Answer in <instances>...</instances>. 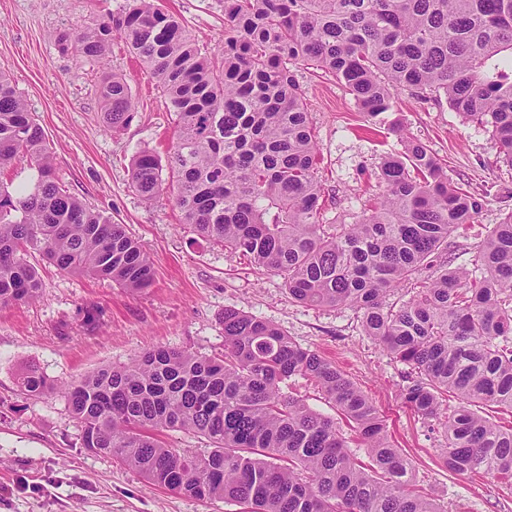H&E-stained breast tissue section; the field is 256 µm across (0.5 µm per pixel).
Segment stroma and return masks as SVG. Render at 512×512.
<instances>
[{
    "mask_svg": "<svg viewBox=\"0 0 512 512\" xmlns=\"http://www.w3.org/2000/svg\"><path fill=\"white\" fill-rule=\"evenodd\" d=\"M132 0H0V70L36 113L70 192L125 225L146 250L154 271L149 288L130 292L108 281L67 275L40 256V299L0 308V512H240L221 499L173 494L116 459L81 446L80 423L61 385L104 366H121L155 347L187 348L209 357L224 353L225 309L259 317L303 347L336 363L387 423L391 442L408 458L417 489L445 512H512V485L494 477L452 474L441 450L437 421L404 405L399 394L412 377L371 337L360 315L340 306L317 309L292 300L282 279L255 269L240 253L210 244L181 223L169 194L144 202L130 186L133 156L167 155L176 125L162 90L129 55L112 44L105 64L62 53L53 35L92 25ZM199 43L224 41L218 0H163ZM125 76L137 102L134 120L110 131L98 96L101 68ZM296 79L314 124L323 188V221L354 224L382 192L383 157L403 144L394 125L428 145L455 182L484 195L474 226L455 241L460 263L474 266L486 228L512 210V168L498 158L485 128L448 105L404 91L384 124L369 126L335 78L312 66ZM98 308V323L87 320ZM37 365L53 387L21 394L22 369Z\"/></svg>",
    "mask_w": 512,
    "mask_h": 512,
    "instance_id": "stroma-1",
    "label": "stroma"
}]
</instances>
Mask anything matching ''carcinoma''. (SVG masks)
<instances>
[{"mask_svg":"<svg viewBox=\"0 0 512 512\" xmlns=\"http://www.w3.org/2000/svg\"><path fill=\"white\" fill-rule=\"evenodd\" d=\"M222 4L224 44L213 49L159 0H132L106 21L54 34L62 51L97 63L112 40L123 41L177 116L167 163L139 152L130 186L146 201L169 190L181 223L282 276L296 302L355 308L364 333L417 373L401 398L440 420L448 470L512 483V425L478 410L512 411V211L486 230L479 268L457 262L452 237L477 223L483 196L454 182L426 144L409 141L382 159L384 191L371 214L322 223L315 128L294 76L301 65L332 74L371 120L395 111L405 89L443 99L490 128L512 168V79L487 70L512 51V0ZM99 97L108 128L133 121L125 77L103 72ZM18 157L36 175L16 190L0 184L1 307L41 297L31 251L63 273L133 292L151 285L142 245L61 183L42 127L1 71L0 166ZM431 268L412 298L389 302ZM223 324L221 359L157 347L64 385L83 447L167 491L224 499L242 512H444L411 483L384 417L336 365L235 309L224 310ZM293 377L313 381L349 431L284 390ZM19 386L33 396L48 382L32 367ZM450 393L459 405L444 414ZM166 430L204 436L213 448H168L157 438Z\"/></svg>","mask_w":512,"mask_h":512,"instance_id":"carcinoma-1","label":"carcinoma"}]
</instances>
